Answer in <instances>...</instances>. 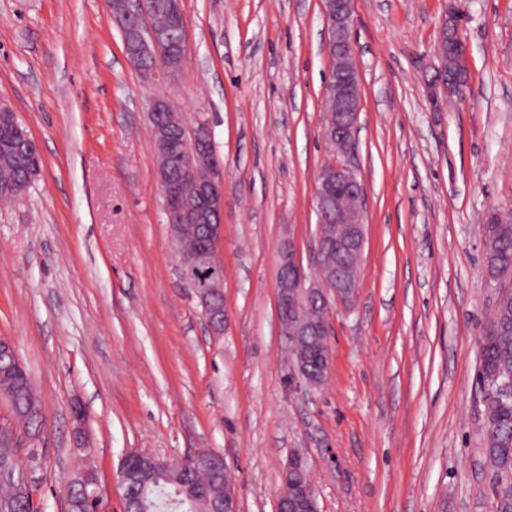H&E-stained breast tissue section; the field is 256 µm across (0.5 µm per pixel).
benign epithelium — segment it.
<instances>
[{"mask_svg": "<svg viewBox=\"0 0 512 512\" xmlns=\"http://www.w3.org/2000/svg\"><path fill=\"white\" fill-rule=\"evenodd\" d=\"M110 19L121 32L125 55L128 61L144 76L154 75V70L145 67L146 60L166 53L165 39L169 35L164 28L149 26L141 29L139 22L147 13L146 0H125L121 10L112 9L106 2ZM329 43L328 56L331 65L347 59L351 65L337 70L336 85L325 91L326 123L323 137L343 146L344 160L332 169L320 172L316 188V210L324 219L333 224L344 225L341 236L333 239L321 234L317 241V255L336 253V264L329 267L317 262L308 273L297 259L293 242L284 244L279 256V271L276 281V297L279 322H284L288 312L308 311L313 307L321 309L320 320L294 321L293 335L328 336L330 327L328 314L337 303H347L356 295L361 258L364 249V197L363 191L349 188L346 173V157L354 151L358 119L362 108V96L357 64L352 47L353 0H323ZM182 41L176 46L182 59L168 65L166 73H178L187 61L186 23H181ZM467 45L448 36V16H443L437 34L438 65L431 85L450 95L458 93L457 86L448 79V60L466 61ZM169 113V122L186 126L182 113L175 111L164 98L152 101L149 119L156 112ZM156 138L160 160L158 178L160 193L168 223L181 213L180 201L191 191L197 198L203 224L202 240L172 236V245L178 257L179 274L184 285L197 298L203 316L216 331L224 328V266L216 260V251L224 237V185L217 179V169L198 160L208 148L210 132L203 127L198 135L181 142L169 140L165 127L152 128ZM316 376L306 385L318 388L324 384L332 366V356L324 354L315 361ZM294 507L298 512H319L317 496L310 474L303 475L301 483L294 487Z\"/></svg>", "mask_w": 512, "mask_h": 512, "instance_id": "7a95c632", "label": "benign epithelium"}]
</instances>
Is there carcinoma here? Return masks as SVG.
Segmentation results:
<instances>
[{"mask_svg": "<svg viewBox=\"0 0 512 512\" xmlns=\"http://www.w3.org/2000/svg\"><path fill=\"white\" fill-rule=\"evenodd\" d=\"M37 172L27 170L12 160L11 142L0 135V183H32ZM485 273L491 282L512 277V218L491 222L485 235ZM293 357L305 360L310 348L330 349L328 336H290L285 339ZM479 358L476 384L479 390L480 433L483 456L494 472L502 512H512V395L500 392L512 382V289L502 288L493 305L492 316L478 340ZM0 396L8 399L13 411L25 416L24 427L30 435L44 425L40 402L26 371L15 372L11 361H0ZM18 454L11 441H0V472L18 469ZM98 483L91 467L78 469L67 490L76 512H91L89 498ZM224 495V475L208 470H193L184 462L168 469H157L145 480L128 489L126 507L134 512H203L205 497ZM183 501L174 507L170 500ZM0 512H39L32 498L16 497L15 490L0 481Z\"/></svg>", "mask_w": 512, "mask_h": 512, "instance_id": "carcinoma-1", "label": "carcinoma"}]
</instances>
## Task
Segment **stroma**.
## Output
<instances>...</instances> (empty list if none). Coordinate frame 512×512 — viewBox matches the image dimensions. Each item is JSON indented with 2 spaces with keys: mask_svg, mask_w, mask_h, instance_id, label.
Returning a JSON list of instances; mask_svg holds the SVG:
<instances>
[{
  "mask_svg": "<svg viewBox=\"0 0 512 512\" xmlns=\"http://www.w3.org/2000/svg\"><path fill=\"white\" fill-rule=\"evenodd\" d=\"M465 18L469 83L432 100L437 26ZM188 60L146 78L105 0H0V102L41 171L0 204V337L41 402L39 437L0 399L41 512L82 465L105 512L131 452L207 451L240 512H276L305 458L321 512H498L478 433V338L496 298L482 225L512 208V0H353L363 107L353 162L366 209L358 293L333 306L332 369L291 387L275 285L293 240L316 262L330 77L321 0H183ZM205 124L221 165L224 333L180 279L147 112ZM90 441L73 449L72 410ZM160 110H164L169 113V122L174 125H181L183 127H187L185 118L182 113L176 112L164 98L154 99L151 103L149 110V119L150 124H154V117L157 112L156 121L160 124L165 123L166 121V112H158Z\"/></svg>",
  "mask_w": 512,
  "mask_h": 512,
  "instance_id": "1",
  "label": "stroma"
}]
</instances>
